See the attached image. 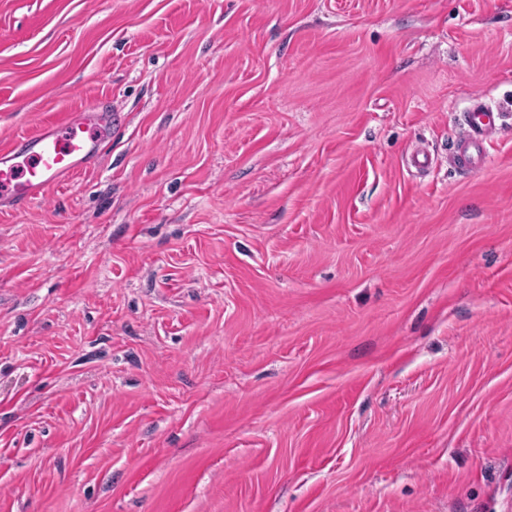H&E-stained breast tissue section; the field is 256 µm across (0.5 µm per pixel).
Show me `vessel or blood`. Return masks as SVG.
Returning a JSON list of instances; mask_svg holds the SVG:
<instances>
[{"mask_svg":"<svg viewBox=\"0 0 512 512\" xmlns=\"http://www.w3.org/2000/svg\"><path fill=\"white\" fill-rule=\"evenodd\" d=\"M500 113L485 104L467 107L458 116L462 128L451 162L454 168L473 173L486 162V142L495 134ZM120 114L105 117L85 111L65 121L43 127L0 151V202L22 208L52 184L72 178L91 162L96 145L107 138Z\"/></svg>","mask_w":512,"mask_h":512,"instance_id":"obj_1","label":"vessel or blood"}]
</instances>
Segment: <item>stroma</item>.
<instances>
[{
	"instance_id": "stroma-1",
	"label": "stroma",
	"mask_w": 512,
	"mask_h": 512,
	"mask_svg": "<svg viewBox=\"0 0 512 512\" xmlns=\"http://www.w3.org/2000/svg\"><path fill=\"white\" fill-rule=\"evenodd\" d=\"M90 106L0 205V512H512V0H0V150ZM502 115L485 104L476 103L467 107L458 116L461 134L456 138L451 162L454 168L464 173H473L486 162V142L495 134ZM120 121L118 113L109 118L91 109L45 126L1 150L0 202L23 208L47 186L72 178L93 160L96 144Z\"/></svg>"
}]
</instances>
